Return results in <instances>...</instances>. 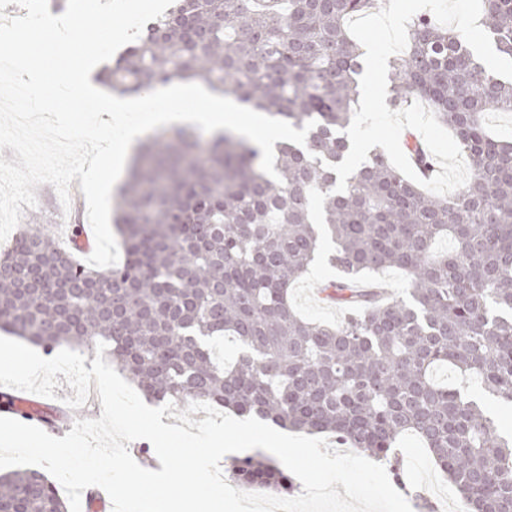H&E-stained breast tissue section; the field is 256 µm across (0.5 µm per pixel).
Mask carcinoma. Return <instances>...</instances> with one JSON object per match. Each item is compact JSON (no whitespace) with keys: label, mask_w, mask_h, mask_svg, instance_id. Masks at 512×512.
I'll list each match as a JSON object with an SVG mask.
<instances>
[{"label":"carcinoma","mask_w":512,"mask_h":512,"mask_svg":"<svg viewBox=\"0 0 512 512\" xmlns=\"http://www.w3.org/2000/svg\"><path fill=\"white\" fill-rule=\"evenodd\" d=\"M385 0H178L100 78L121 97L194 80L297 129L305 145H275L276 181L261 150L228 131L199 149L180 128L140 146L117 201L118 266L93 270L30 224L0 254V330L50 354L105 343L155 402L206 401L292 431L330 434L404 471L396 444L417 435L464 512H512V434L448 367L512 406V140L485 128L512 112V80L489 71L461 34L425 14L389 62L390 103L422 99L469 157V182L448 199L407 179L376 147L335 191L330 169L350 149L364 51L349 19ZM480 22L512 59V0H482ZM448 237L455 248L433 250ZM333 244L341 278L326 298L351 312L335 326L301 317L288 289ZM401 268L408 297L379 302L366 272ZM216 336L238 344L217 362ZM250 489L288 490L269 458L235 459ZM0 512H69L36 470L0 474Z\"/></svg>","instance_id":"1"}]
</instances>
